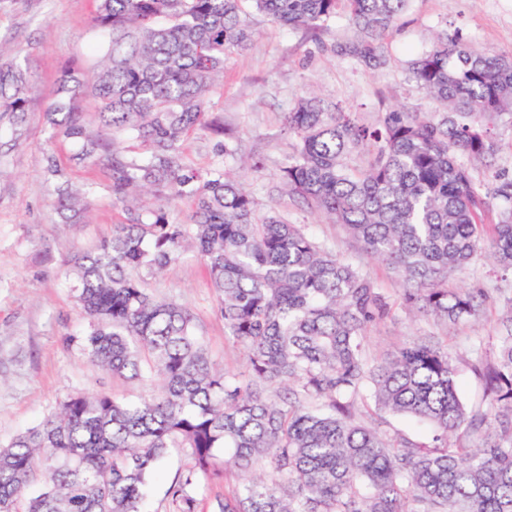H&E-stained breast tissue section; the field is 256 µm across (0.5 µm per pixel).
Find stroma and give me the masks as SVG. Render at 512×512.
Masks as SVG:
<instances>
[{"label":"stroma","instance_id":"35a3bbf8","mask_svg":"<svg viewBox=\"0 0 512 512\" xmlns=\"http://www.w3.org/2000/svg\"><path fill=\"white\" fill-rule=\"evenodd\" d=\"M99 0H0V43L6 60L27 68L26 133L19 143L0 138V443L39 425L57 403L75 392L107 393L119 398L149 394V386L112 376L92 365L69 336L88 328L72 284L63 273L69 256L96 247L124 218L112 196L111 172L103 161L75 163L77 144L54 133L46 114L56 96L64 67L78 65L86 85L76 104L95 122L98 103L90 87L95 79L96 48L104 41L94 25ZM255 35L243 51L224 63V81L210 96L213 114L229 132L235 156L218 154V139L207 128L182 143L186 160L199 171L217 166L234 170L254 196L258 215L275 212L304 225L344 260L358 265L388 291L399 287L397 274L365 257L339 225L291 197L279 179L292 140L284 114L305 90L312 89L373 123L378 112L406 106L431 112L434 102L409 80L407 61L427 50L433 34L457 29L472 44L512 53V0H409L384 40L388 64L379 70L358 65L336 51L354 38L345 15L311 36L279 26L263 14L249 16ZM53 151L63 179L85 194L76 223H65L54 204L53 182L43 175V156ZM144 286L161 299L188 308L196 317L212 360L225 369L240 366V351L224 335L220 303L200 257L191 251L168 271L144 275ZM449 288H480L486 299L478 319L449 328L433 318L399 308L392 319L367 336L370 361L395 353L412 339H443L462 362L460 396L471 408L486 406L482 377L471 371V349L485 342L495 348L505 303L512 297V273L479 257ZM190 457L172 451L157 466L148 512H171L166 492L189 469Z\"/></svg>","mask_w":512,"mask_h":512}]
</instances>
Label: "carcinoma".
Segmentation results:
<instances>
[{
  "instance_id": "cac0c4a2",
  "label": "carcinoma",
  "mask_w": 512,
  "mask_h": 512,
  "mask_svg": "<svg viewBox=\"0 0 512 512\" xmlns=\"http://www.w3.org/2000/svg\"><path fill=\"white\" fill-rule=\"evenodd\" d=\"M313 34L344 14L357 31L337 53L379 69L382 40L409 0H100L108 32L93 83L98 125L145 148L108 142L70 100L78 68L62 74L50 127L105 159L124 221L67 262L89 329L78 340L98 368L156 387L137 400L75 393L37 427L0 446V512H142L157 463L182 448L192 466L167 491L175 512H202L197 483L218 454L241 481L215 512H512V315L492 359L471 367L490 398L469 410L459 366L434 337L371 363L367 331L396 306L457 324L480 316L485 293L448 278L485 248L512 271V177L486 183L475 166L499 153L491 126L512 124V54L481 50L457 31L435 33L407 64L436 104L361 123L332 101L302 96L285 115L296 145L280 169L288 193L342 226L370 259L401 279L398 294L277 214L222 167L202 173L181 142L198 127L224 135L208 94L224 61L254 37L244 3ZM28 73L0 66V125L25 134ZM142 193L165 200L145 211ZM66 220L80 192L56 187ZM192 201L190 223L168 204ZM496 210L499 220L486 223ZM193 249L220 301L224 334L242 367L216 368L195 316L144 288ZM427 425L428 439L383 430L386 416Z\"/></svg>"
}]
</instances>
